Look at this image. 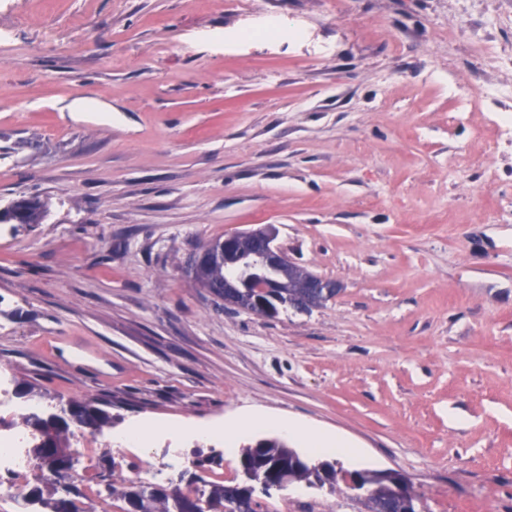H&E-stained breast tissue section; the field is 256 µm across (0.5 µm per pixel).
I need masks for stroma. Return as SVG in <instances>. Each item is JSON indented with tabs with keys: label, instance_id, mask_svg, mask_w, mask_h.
Returning a JSON list of instances; mask_svg holds the SVG:
<instances>
[{
	"label": "stroma",
	"instance_id": "stroma-1",
	"mask_svg": "<svg viewBox=\"0 0 512 512\" xmlns=\"http://www.w3.org/2000/svg\"><path fill=\"white\" fill-rule=\"evenodd\" d=\"M277 15L302 40L224 36ZM0 367L103 436L262 420L338 433L419 512H512V0H0ZM275 225L339 283L267 319L179 260ZM270 512H359L291 487ZM1 209L0 224H15L13 228H17L42 223L48 214L49 205L39 197H24L20 201H12Z\"/></svg>",
	"mask_w": 512,
	"mask_h": 512
}]
</instances>
